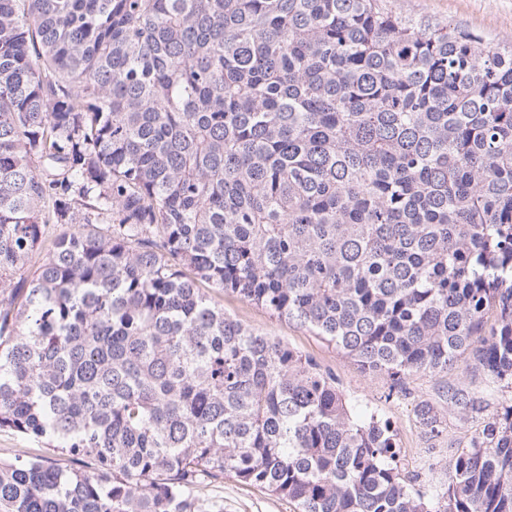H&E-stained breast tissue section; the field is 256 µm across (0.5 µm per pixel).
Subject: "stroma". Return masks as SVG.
I'll list each match as a JSON object with an SVG mask.
<instances>
[{
	"label": "stroma",
	"instance_id": "stroma-1",
	"mask_svg": "<svg viewBox=\"0 0 512 512\" xmlns=\"http://www.w3.org/2000/svg\"><path fill=\"white\" fill-rule=\"evenodd\" d=\"M390 2L414 16L467 24L493 44H512V0ZM221 301L225 314L244 327L288 344L330 371L337 387L349 401L354 416L374 414L389 421L400 448L399 468L411 478L414 488L426 494L441 490L460 450L468 445L475 431L512 398V393L501 388L489 372L462 366L437 376L411 377L402 388L394 390L386 375L362 371L353 360L310 331L278 319L232 294H224ZM452 385L480 398L481 410L462 415L448 401L446 391ZM424 400L433 403L445 426L443 434L433 439L424 434L414 414L415 405ZM203 491L212 498L223 500L224 512H297L293 502L231 478L206 483Z\"/></svg>",
	"mask_w": 512,
	"mask_h": 512
}]
</instances>
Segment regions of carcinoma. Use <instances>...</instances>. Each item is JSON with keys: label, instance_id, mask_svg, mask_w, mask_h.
<instances>
[{"label": "carcinoma", "instance_id": "1", "mask_svg": "<svg viewBox=\"0 0 512 512\" xmlns=\"http://www.w3.org/2000/svg\"><path fill=\"white\" fill-rule=\"evenodd\" d=\"M209 288L395 389H512V48L387 0H0V431L54 452L0 458V512H512V403L427 496ZM203 491L212 498L224 500V512H297L293 502L228 477H224V482H207Z\"/></svg>", "mask_w": 512, "mask_h": 512}]
</instances>
